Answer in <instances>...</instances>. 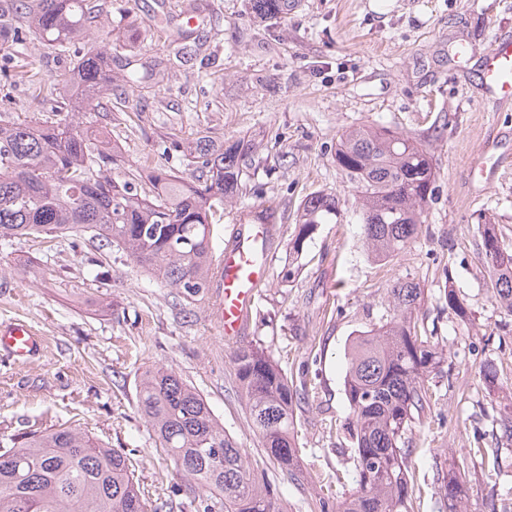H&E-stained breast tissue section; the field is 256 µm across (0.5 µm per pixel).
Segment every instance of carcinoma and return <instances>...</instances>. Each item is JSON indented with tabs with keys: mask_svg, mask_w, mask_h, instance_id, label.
<instances>
[{
	"mask_svg": "<svg viewBox=\"0 0 512 512\" xmlns=\"http://www.w3.org/2000/svg\"><path fill=\"white\" fill-rule=\"evenodd\" d=\"M35 39L61 52L84 37L99 14V0H32L19 5ZM256 13L278 20L288 0H252ZM112 40L102 39L54 82L77 87L91 106L112 86L104 75ZM88 129L69 121L0 124V240L59 237L90 232L126 252L152 277L185 297L208 295L215 260L214 239L234 195L248 193L244 175L254 161L251 147L197 139L189 147L191 179L175 171L149 176L138 169L118 174L119 152L104 142L91 146ZM336 166L358 193L364 245L382 261L415 239L434 192L427 151L413 138L387 128L354 127L336 144ZM336 195L318 190L301 203L289 253L301 256L319 225L339 214ZM481 253L495 303L512 313V247L495 225H482ZM395 315L377 330L352 339L347 351L343 427L353 453L356 491L338 512H415L403 449L412 423H427L431 375L443 355L418 316L424 300L419 283L398 279L390 288ZM232 383L247 419L280 482L250 473L243 448L224 430L203 394L165 366L140 375L137 406L155 445L180 476L177 493L188 494L193 512H280L279 488L299 480L297 409L308 399L260 343L235 349ZM477 447L452 461L436 494L449 512H462ZM149 502L127 454L77 427L32 434L0 451V512H149Z\"/></svg>",
	"mask_w": 512,
	"mask_h": 512,
	"instance_id": "cac0c4a2",
	"label": "carcinoma"
}]
</instances>
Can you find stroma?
Instances as JSON below:
<instances>
[{
    "label": "stroma",
    "mask_w": 512,
    "mask_h": 512,
    "mask_svg": "<svg viewBox=\"0 0 512 512\" xmlns=\"http://www.w3.org/2000/svg\"><path fill=\"white\" fill-rule=\"evenodd\" d=\"M79 44L119 37L107 64L112 110L103 134L126 164L143 172L187 171L186 151L200 136L247 140L258 147L248 170L252 194L227 208L238 215L271 208L283 238L270 257L239 343L259 342L310 394L298 415L304 473L317 476L331 503L356 488L344 392L350 339L394 315L389 288L418 282L428 329L444 354L433 376L429 424L405 436L407 470L418 512H448L436 495L453 456L483 438L512 394V315L487 286L479 228L496 224L512 243V159L489 187L471 181L468 163L486 138L512 152V105L482 91L479 58L497 36L512 35V0H288L270 21L249 0H100ZM0 124L25 117L71 119L66 88L54 85L72 59L33 36L0 32ZM469 60L456 62L459 43ZM161 64L164 77L151 73ZM136 72L141 85L121 77ZM382 125L415 138L432 158L435 192L419 236L398 256L377 262L362 242L355 190L336 167L343 131ZM336 194L340 215L307 242L290 281L285 243L309 193ZM464 302L467 319L448 309L445 288ZM19 318L44 338L42 355L24 365L0 356V447L12 436L78 427L130 452L149 500L173 505L175 470L137 408L142 369L162 365L199 389L244 448L249 463L267 459L229 381L237 343L225 342L208 300L194 301L151 278L123 252L82 233L58 239L0 241V322ZM498 389L487 393V366ZM492 458L476 460L466 512H488L491 496L512 499V470L490 478Z\"/></svg>",
    "instance_id": "stroma-1"
}]
</instances>
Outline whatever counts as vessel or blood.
<instances>
[{"label": "vessel or blood", "mask_w": 512, "mask_h": 512, "mask_svg": "<svg viewBox=\"0 0 512 512\" xmlns=\"http://www.w3.org/2000/svg\"><path fill=\"white\" fill-rule=\"evenodd\" d=\"M489 97L496 101L512 98V39L493 41L481 62ZM505 158L498 140H486L469 163L472 180L488 182ZM279 227L272 220H241L234 225L217 261L211 283L214 307L225 340L242 336L247 328L255 296L269 276L268 259L278 239ZM43 340L23 320L0 323V354L19 363L38 356Z\"/></svg>", "instance_id": "1"}]
</instances>
